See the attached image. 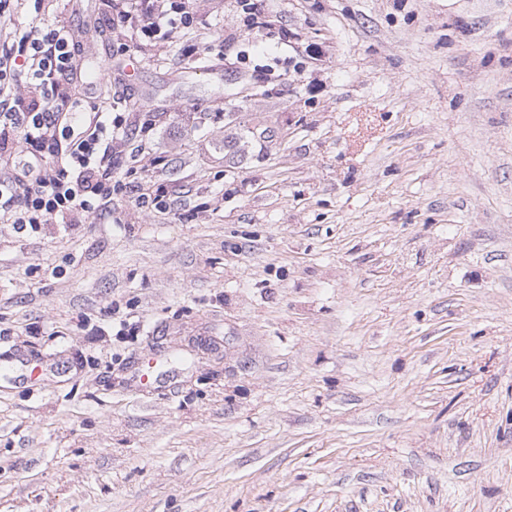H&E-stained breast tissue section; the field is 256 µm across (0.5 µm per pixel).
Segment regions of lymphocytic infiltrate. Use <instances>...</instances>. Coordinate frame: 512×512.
I'll return each instance as SVG.
<instances>
[{
  "instance_id": "f902f5d3",
  "label": "lymphocytic infiltrate",
  "mask_w": 512,
  "mask_h": 512,
  "mask_svg": "<svg viewBox=\"0 0 512 512\" xmlns=\"http://www.w3.org/2000/svg\"><path fill=\"white\" fill-rule=\"evenodd\" d=\"M53 0H0V24L18 7L33 18L0 40V155L22 137L29 155L0 169V222L36 232L40 225L78 224L112 203V144L121 116L107 105H83L66 80L77 46L61 23L39 19ZM112 27L139 44L169 38L195 24L190 0H103Z\"/></svg>"
}]
</instances>
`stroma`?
I'll return each mask as SVG.
<instances>
[{
  "mask_svg": "<svg viewBox=\"0 0 512 512\" xmlns=\"http://www.w3.org/2000/svg\"><path fill=\"white\" fill-rule=\"evenodd\" d=\"M193 8L40 19L125 137L0 223V512H512V0ZM113 28L129 29L140 45L167 40L180 27L195 24L189 0H103ZM175 30V31H174Z\"/></svg>",
  "mask_w": 512,
  "mask_h": 512,
  "instance_id": "35a3bbf8",
  "label": "stroma"
}]
</instances>
